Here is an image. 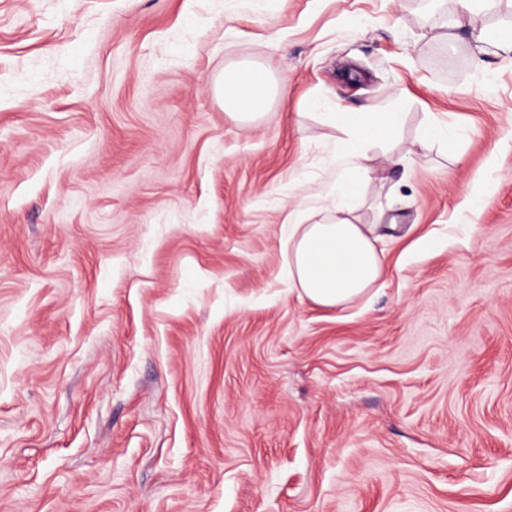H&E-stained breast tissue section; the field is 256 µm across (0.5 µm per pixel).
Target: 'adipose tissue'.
<instances>
[{"instance_id":"ef3b65f1","label":"adipose tissue","mask_w":512,"mask_h":512,"mask_svg":"<svg viewBox=\"0 0 512 512\" xmlns=\"http://www.w3.org/2000/svg\"><path fill=\"white\" fill-rule=\"evenodd\" d=\"M453 25L465 31L480 50L490 48L512 54V39L495 35L478 24L473 0H457ZM221 105L235 111L237 121L258 123L275 97L288 94L286 83L277 81L258 64L226 68L215 82ZM325 118L345 130L356 147L383 143L404 120L400 112H349L334 105ZM358 181H334L325 192L332 219L300 223L296 213L288 215V279L310 302L334 308L352 302L375 287L385 270L383 256L374 245L371 225L348 216V203L360 196Z\"/></svg>"}]
</instances>
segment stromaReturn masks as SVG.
<instances>
[{
  "instance_id": "obj_1",
  "label": "stroma",
  "mask_w": 512,
  "mask_h": 512,
  "mask_svg": "<svg viewBox=\"0 0 512 512\" xmlns=\"http://www.w3.org/2000/svg\"><path fill=\"white\" fill-rule=\"evenodd\" d=\"M436 2L0 0V512H512V58ZM336 99L405 115L367 168ZM339 173L387 270L323 308L283 222ZM215 92L222 106L239 111L230 112L237 121L255 124L275 97L288 95V87L261 65H236L225 68L216 79ZM448 125L444 126L430 122L424 125L418 138L413 142L415 149L426 151L430 150L435 144L448 139Z\"/></svg>"
}]
</instances>
